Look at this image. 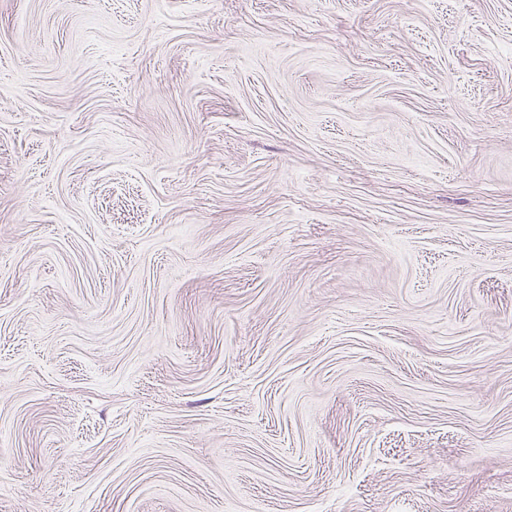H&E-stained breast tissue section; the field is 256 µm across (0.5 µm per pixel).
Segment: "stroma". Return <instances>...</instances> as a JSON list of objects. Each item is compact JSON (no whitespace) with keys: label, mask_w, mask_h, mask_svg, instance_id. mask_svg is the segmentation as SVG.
<instances>
[{"label":"stroma","mask_w":512,"mask_h":512,"mask_svg":"<svg viewBox=\"0 0 512 512\" xmlns=\"http://www.w3.org/2000/svg\"><path fill=\"white\" fill-rule=\"evenodd\" d=\"M0 512H512V0H0Z\"/></svg>","instance_id":"stroma-1"}]
</instances>
